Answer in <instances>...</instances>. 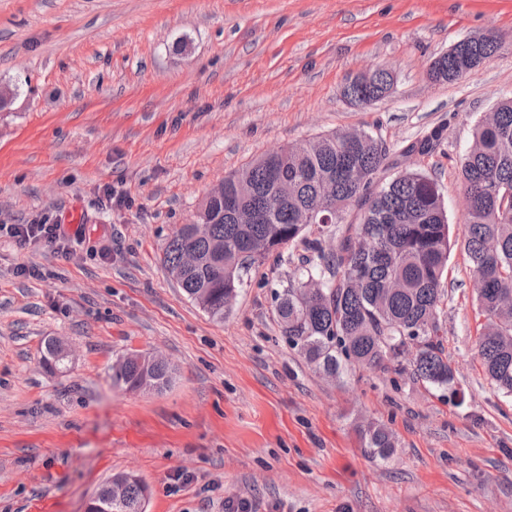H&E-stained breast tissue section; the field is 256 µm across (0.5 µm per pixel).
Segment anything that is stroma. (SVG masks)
<instances>
[{"instance_id": "1", "label": "stroma", "mask_w": 512, "mask_h": 512, "mask_svg": "<svg viewBox=\"0 0 512 512\" xmlns=\"http://www.w3.org/2000/svg\"><path fill=\"white\" fill-rule=\"evenodd\" d=\"M505 49L454 83L427 71L457 41ZM388 69L394 90L348 104V77ZM0 225L63 224L69 254L0 239V512H85L118 473L149 488L147 512H512V396L484 374L464 249L459 162L473 125L512 96V0H0ZM440 188L455 246L440 317L449 391L409 371L315 373L281 336L268 261L225 320L189 302L165 246L211 186L270 149L340 129L379 136ZM128 198L108 206L104 186ZM111 253L101 258L98 250ZM28 274H19V267ZM56 338L61 370L40 361ZM165 356L162 390L113 387L114 361ZM373 420L399 446L365 454ZM443 132L444 128L442 126L431 129L428 134L423 135L421 138L416 139L404 147L400 156H426L431 154L435 150L438 144L436 142L441 139Z\"/></svg>"}]
</instances>
